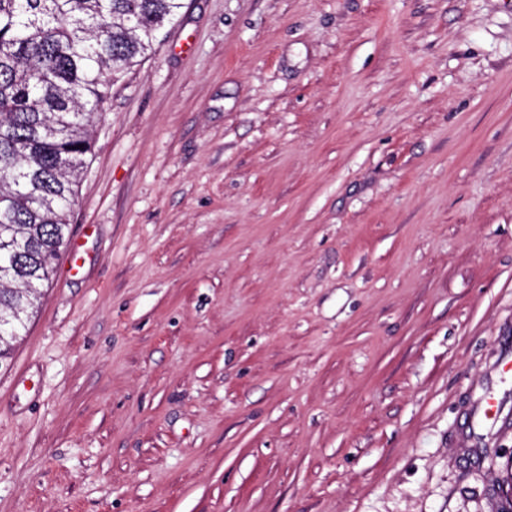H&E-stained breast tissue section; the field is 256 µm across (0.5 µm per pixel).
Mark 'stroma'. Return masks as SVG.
Returning a JSON list of instances; mask_svg holds the SVG:
<instances>
[{"instance_id": "stroma-1", "label": "stroma", "mask_w": 512, "mask_h": 512, "mask_svg": "<svg viewBox=\"0 0 512 512\" xmlns=\"http://www.w3.org/2000/svg\"><path fill=\"white\" fill-rule=\"evenodd\" d=\"M183 3L0 363V512H512V0Z\"/></svg>"}]
</instances>
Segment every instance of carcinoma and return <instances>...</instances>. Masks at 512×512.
Returning a JSON list of instances; mask_svg holds the SVG:
<instances>
[{"label":"carcinoma","mask_w":512,"mask_h":512,"mask_svg":"<svg viewBox=\"0 0 512 512\" xmlns=\"http://www.w3.org/2000/svg\"><path fill=\"white\" fill-rule=\"evenodd\" d=\"M182 0H0V360L69 233L92 125Z\"/></svg>","instance_id":"carcinoma-1"}]
</instances>
